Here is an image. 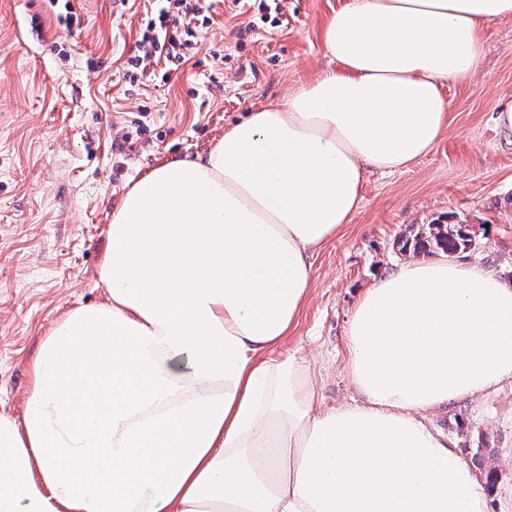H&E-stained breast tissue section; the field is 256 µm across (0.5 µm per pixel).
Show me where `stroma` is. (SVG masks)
Instances as JSON below:
<instances>
[{"label": "stroma", "instance_id": "stroma-1", "mask_svg": "<svg viewBox=\"0 0 512 512\" xmlns=\"http://www.w3.org/2000/svg\"><path fill=\"white\" fill-rule=\"evenodd\" d=\"M79 26L56 24L52 0H0V415L21 418L29 366L68 311L103 300L98 269L113 210L162 161H192L248 112L286 100L327 66L321 30L348 0H277L280 21L247 0H211L195 62L169 82L129 86L147 0H71ZM252 32H245L247 23ZM449 126L408 169L369 174L350 224L313 256V285L271 356L312 358L325 406L356 393L344 334L366 288L409 261L398 242L426 224L465 219L479 241L456 254L512 284V133L495 123L512 102V19L490 26L480 74L443 83ZM145 113L146 132L133 120ZM425 424L463 462L481 449L488 512H512V389L429 411Z\"/></svg>", "mask_w": 512, "mask_h": 512}]
</instances>
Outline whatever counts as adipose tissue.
Here are the masks:
<instances>
[{"instance_id": "1", "label": "adipose tissue", "mask_w": 512, "mask_h": 512, "mask_svg": "<svg viewBox=\"0 0 512 512\" xmlns=\"http://www.w3.org/2000/svg\"><path fill=\"white\" fill-rule=\"evenodd\" d=\"M512 0H349L331 69L143 174L112 213L103 301L68 312L0 416V512H487L423 412L512 385V285L438 253L378 278L345 334L358 402L270 359L367 171L428 154L440 85L481 70Z\"/></svg>"}]
</instances>
